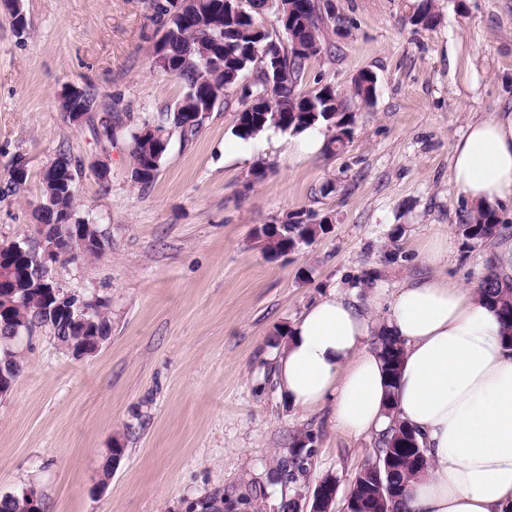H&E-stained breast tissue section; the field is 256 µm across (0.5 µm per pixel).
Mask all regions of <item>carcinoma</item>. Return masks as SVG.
<instances>
[{
	"label": "carcinoma",
	"mask_w": 512,
	"mask_h": 512,
	"mask_svg": "<svg viewBox=\"0 0 512 512\" xmlns=\"http://www.w3.org/2000/svg\"><path fill=\"white\" fill-rule=\"evenodd\" d=\"M246 16L240 17L233 11L224 10V0H166L159 6V14L166 18V31L157 50L155 65L163 71L182 80L187 87L185 96L166 113L165 123L157 125L164 131L166 126L180 130L185 136H193L202 127V122H191L187 112L210 113L223 106L224 98L234 89L244 73L253 67L260 70L258 82L242 89L241 112H252L246 126L235 127L234 134L240 139L252 138L273 127L282 131L300 133L314 124H322L333 131L327 142V150L338 148L341 138L334 135L338 129L351 126L355 115L348 111L346 102L339 96L333 98L318 95L317 91L301 92L299 85L307 70L311 56L320 52V38L333 5L329 0H281L282 10L288 11L292 33L287 41L279 42L281 53L282 79L275 88L271 104L263 109L250 108L251 100L266 92L268 77L274 75L265 60L253 53L255 43L254 15L269 11L265 0H247ZM419 16L415 25L425 29L437 26L439 15L433 0H419L415 8ZM312 49V55H298L293 42ZM367 77L358 75L354 80L353 95L366 105L372 103L375 89L364 85ZM82 103L69 99L59 101L62 112L69 113L76 108L89 122H94L92 109L96 108V94L90 88L81 91ZM143 127L128 131L133 159L132 180L148 185L155 178L150 173L138 176L139 170L150 162L160 164L165 148L150 135H141ZM75 195L64 191L49 192L43 189L42 202H50L51 207L35 213L36 220L43 224L55 225V232L61 238L72 233V225L83 230L89 240L83 256L97 257L105 247V237L98 225L76 216ZM497 210L486 207L467 213L458 229L462 237L479 245H491L502 236ZM327 230L325 224H307L290 221L276 231L267 226L255 230V236L262 242L263 250L271 256L292 252L307 244ZM15 261L0 262V277L4 287H0V368L8 371L12 380H17L22 365L17 352L18 334L22 330L34 328L49 330L58 345L70 350L81 343L78 331L49 313V302L39 281L43 270L34 263L25 265V279L18 288L9 287L15 271ZM487 274L479 282L482 296L499 310L504 338L512 347V275L493 259H488ZM390 378H395L401 359V349L389 336L377 337ZM310 435L297 436L275 468L278 480L293 482L306 473L308 455L303 453ZM375 451L392 459L389 468L381 470L383 485L398 490V493L385 500L369 489L367 482L356 477L350 490V503L358 505V512H408L406 502L409 485L420 475L419 461L424 459L422 449L414 432L400 421L377 440ZM201 512H224V494L215 491L196 503ZM0 512H32L31 500L21 489L0 495Z\"/></svg>",
	"instance_id": "1"
}]
</instances>
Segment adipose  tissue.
<instances>
[{
    "instance_id": "obj_1",
    "label": "adipose tissue",
    "mask_w": 512,
    "mask_h": 512,
    "mask_svg": "<svg viewBox=\"0 0 512 512\" xmlns=\"http://www.w3.org/2000/svg\"><path fill=\"white\" fill-rule=\"evenodd\" d=\"M450 176L472 208L512 201V111L467 125ZM422 251L431 272L404 281L383 318L352 293L311 304L287 329L274 382L295 407L331 403L337 428L357 437L385 432L395 405L428 460L410 512H512V348L479 288L441 273L447 239ZM380 334L403 345L393 381L369 344Z\"/></svg>"
}]
</instances>
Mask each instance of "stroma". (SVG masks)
I'll list each match as a JSON object with an SVG mask.
<instances>
[{
    "instance_id": "stroma-1",
    "label": "stroma",
    "mask_w": 512,
    "mask_h": 512,
    "mask_svg": "<svg viewBox=\"0 0 512 512\" xmlns=\"http://www.w3.org/2000/svg\"><path fill=\"white\" fill-rule=\"evenodd\" d=\"M416 2L335 0L344 23L325 28L300 89L326 84L347 100L355 124L343 150L304 155L275 128L238 138L233 94L195 136L170 132L143 188L131 180L127 131L158 122L186 91L154 64L156 0H21V31L0 0V188L13 162L28 172L19 192L0 195V243L33 235L42 171L70 155L82 171L77 214L107 243L98 259L57 263L54 276L106 300L112 326L82 359L44 329L20 339L22 372L0 400V495L35 487L45 512H185L218 490L226 512H275L329 475L333 512H344L374 444L339 431L330 406L279 397L276 328L332 289L364 304L373 285L393 297L426 270L417 245L438 234L451 244L449 278L466 285L489 256L512 251V237L473 246L459 235L468 204L449 175L469 121L512 109V0H434L432 29L411 23ZM363 71L377 78L369 107L352 96ZM71 86L93 88L99 111L120 116L114 143L69 123L59 98ZM102 156L104 184L90 168ZM299 212L331 218L329 233L266 255L255 229ZM301 430L313 438L306 473L273 480ZM116 443L124 457L96 492Z\"/></svg>"
}]
</instances>
